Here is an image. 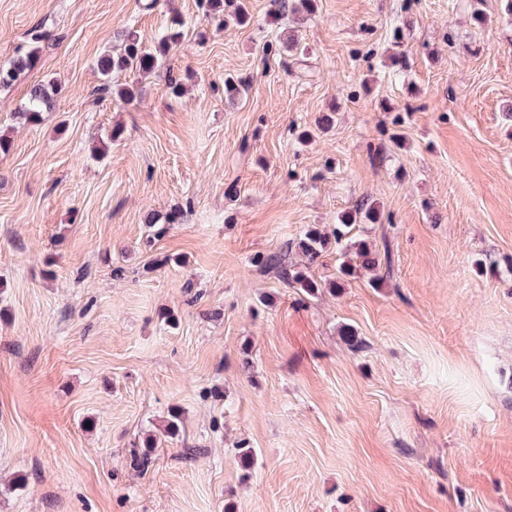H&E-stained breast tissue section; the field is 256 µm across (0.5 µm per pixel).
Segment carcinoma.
<instances>
[{
  "label": "carcinoma",
  "mask_w": 512,
  "mask_h": 512,
  "mask_svg": "<svg viewBox=\"0 0 512 512\" xmlns=\"http://www.w3.org/2000/svg\"><path fill=\"white\" fill-rule=\"evenodd\" d=\"M316 0H270L271 14L276 17H285L300 11L312 14L315 11ZM200 6L209 17L224 12L228 7H234L235 17L241 24L249 20L248 12L240 0H201ZM178 34L170 33L153 42L142 37L135 25H128L122 32L123 49L118 54L103 53L97 62V69L102 78L100 90L105 93L115 92L119 97L132 99L137 93L135 85L114 86V75L123 72H134L141 77L154 73L168 56L172 44L176 42ZM37 49L33 48L25 55L17 58L11 67H0V88L8 87L17 79L18 74L35 64ZM58 90V84L50 79L45 83L34 86L29 93L26 103L19 115L31 124H38L42 114L50 107L52 95ZM380 220V213L376 207L367 202L356 204L352 210L344 213L340 223L335 225L330 233L321 232L315 228L306 230L297 240L295 249L307 259L312 266L330 249H334L344 260L339 272L343 276H352L360 270L371 272L378 281L391 274V260L389 249L384 252L371 250L366 242L352 240L349 229L354 224L369 222L376 224ZM254 266L261 269L275 270L277 274L289 285L296 286L309 297L317 295L322 283L312 278L306 271L293 265L285 264L281 255L277 253L259 254L252 259ZM155 443L146 441L144 449L133 452V462L136 468L145 470L152 463V449Z\"/></svg>",
  "instance_id": "obj_1"
}]
</instances>
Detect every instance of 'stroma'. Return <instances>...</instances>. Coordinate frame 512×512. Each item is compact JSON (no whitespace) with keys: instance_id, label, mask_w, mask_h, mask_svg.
Here are the masks:
<instances>
[{"instance_id":"1","label":"stroma","mask_w":512,"mask_h":512,"mask_svg":"<svg viewBox=\"0 0 512 512\" xmlns=\"http://www.w3.org/2000/svg\"><path fill=\"white\" fill-rule=\"evenodd\" d=\"M248 6L240 26L199 0H0V66L45 34L0 88V512H512V15ZM175 18L140 94L99 96L125 25ZM291 35L301 54L263 57ZM50 78L43 121L17 119ZM363 199L381 221L351 237L390 246L384 281L332 250L309 273L341 287L312 298L252 265ZM37 59V48L28 51L24 56L17 58L11 67H0V88L8 87L17 79L18 74L25 68H31Z\"/></svg>"}]
</instances>
